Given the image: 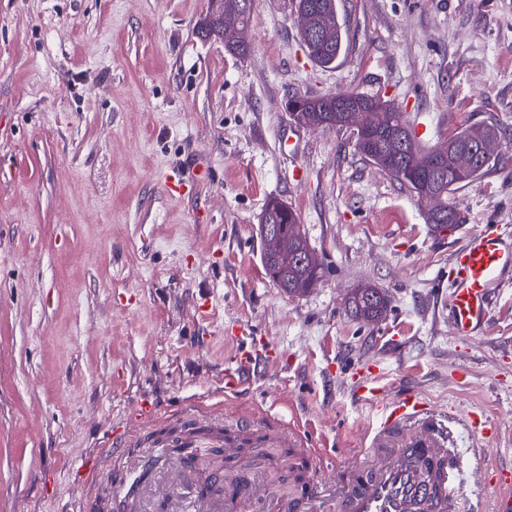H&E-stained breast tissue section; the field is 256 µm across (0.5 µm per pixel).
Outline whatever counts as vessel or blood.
Here are the masks:
<instances>
[{
    "instance_id": "obj_1",
    "label": "vessel or blood",
    "mask_w": 512,
    "mask_h": 512,
    "mask_svg": "<svg viewBox=\"0 0 512 512\" xmlns=\"http://www.w3.org/2000/svg\"><path fill=\"white\" fill-rule=\"evenodd\" d=\"M512 270V243L497 225L485 224L473 232L453 257L454 288L448 301L456 335H474L487 320L491 292ZM253 350H237L224 371V390L241 385L243 370L255 363ZM357 399L368 402L373 420L362 434L356 461L336 478L315 480L298 497L286 498L262 471L237 456L224 442V427L232 425L262 448H284L288 429L278 423L257 425L253 414L241 413L225 422L221 412L189 408L174 417L173 441L195 448H220L236 467L224 474L237 491L221 497L193 484L192 461L169 458L155 447L141 455L135 467L115 471L112 493L124 495L138 484L139 512H457L464 479L463 455L453 448L447 418L430 408L417 392L385 396L374 379L358 375L353 387ZM211 430L204 437L189 435L200 423Z\"/></svg>"
}]
</instances>
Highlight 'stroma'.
<instances>
[{
    "instance_id": "1",
    "label": "stroma",
    "mask_w": 512,
    "mask_h": 512,
    "mask_svg": "<svg viewBox=\"0 0 512 512\" xmlns=\"http://www.w3.org/2000/svg\"><path fill=\"white\" fill-rule=\"evenodd\" d=\"M208 0H0V512H72L80 466L130 412L191 406L268 416L314 445V478L372 419L352 379L483 411L455 429L461 512H493L512 467V273L476 335L448 317L452 258L481 224L512 237V0H336L335 68L306 55L292 0H254L249 54L202 37ZM364 92L406 112L432 149L497 125L489 171L426 207L358 154L348 128L292 123L289 94ZM297 211L326 271L302 295L261 263L269 199ZM385 291L383 319L348 290ZM273 345L224 393L238 331ZM372 289L379 294V297L374 301H370L366 297L369 288H357L348 299V307L352 315L367 324L376 323L388 307V299L385 294L378 288L372 287ZM378 294H374V297H377Z\"/></svg>"
}]
</instances>
